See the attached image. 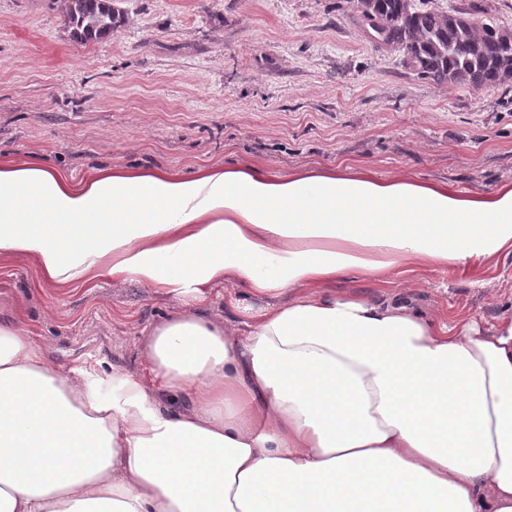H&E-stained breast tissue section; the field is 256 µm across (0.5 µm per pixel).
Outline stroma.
Wrapping results in <instances>:
<instances>
[{"instance_id":"35a3bbf8","label":"stroma","mask_w":512,"mask_h":512,"mask_svg":"<svg viewBox=\"0 0 512 512\" xmlns=\"http://www.w3.org/2000/svg\"><path fill=\"white\" fill-rule=\"evenodd\" d=\"M111 37L73 38L60 0H0V160L80 177L102 166L191 174L245 162L287 174L344 163L486 193L512 181V82L438 85L375 43L354 0H117ZM512 30V0H428ZM409 290L451 324L512 315V255L490 269L352 275L333 292ZM0 303L63 366L104 382L144 373L143 332L174 305L134 282L66 288L0 260ZM245 327L263 302L220 286L206 302Z\"/></svg>"}]
</instances>
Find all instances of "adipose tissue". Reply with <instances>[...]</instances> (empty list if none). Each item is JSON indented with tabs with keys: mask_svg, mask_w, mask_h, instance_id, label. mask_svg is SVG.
<instances>
[{
	"mask_svg": "<svg viewBox=\"0 0 512 512\" xmlns=\"http://www.w3.org/2000/svg\"><path fill=\"white\" fill-rule=\"evenodd\" d=\"M510 254L512 184L0 161V259L176 301L108 396L0 317V512H512V316L326 289ZM222 284L266 303L247 335L205 307Z\"/></svg>",
	"mask_w": 512,
	"mask_h": 512,
	"instance_id": "1",
	"label": "adipose tissue"
}]
</instances>
